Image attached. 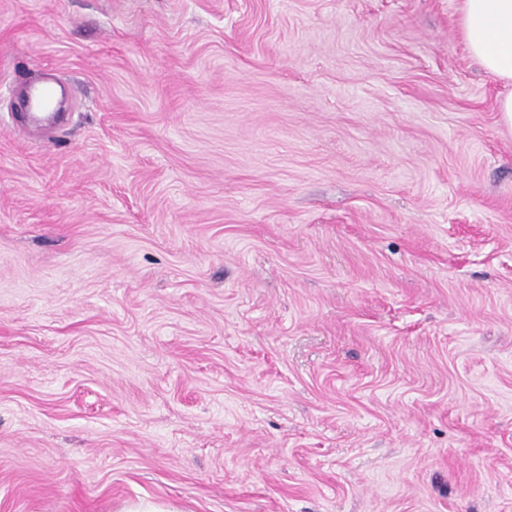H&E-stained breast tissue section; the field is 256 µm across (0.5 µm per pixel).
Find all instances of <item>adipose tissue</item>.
<instances>
[{
	"instance_id": "1",
	"label": "adipose tissue",
	"mask_w": 512,
	"mask_h": 512,
	"mask_svg": "<svg viewBox=\"0 0 512 512\" xmlns=\"http://www.w3.org/2000/svg\"><path fill=\"white\" fill-rule=\"evenodd\" d=\"M463 40L482 68L512 84V0H461Z\"/></svg>"
}]
</instances>
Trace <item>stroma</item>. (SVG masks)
<instances>
[{"instance_id": "35a3bbf8", "label": "stroma", "mask_w": 512, "mask_h": 512, "mask_svg": "<svg viewBox=\"0 0 512 512\" xmlns=\"http://www.w3.org/2000/svg\"><path fill=\"white\" fill-rule=\"evenodd\" d=\"M460 7L0 0V512H512V87Z\"/></svg>"}]
</instances>
